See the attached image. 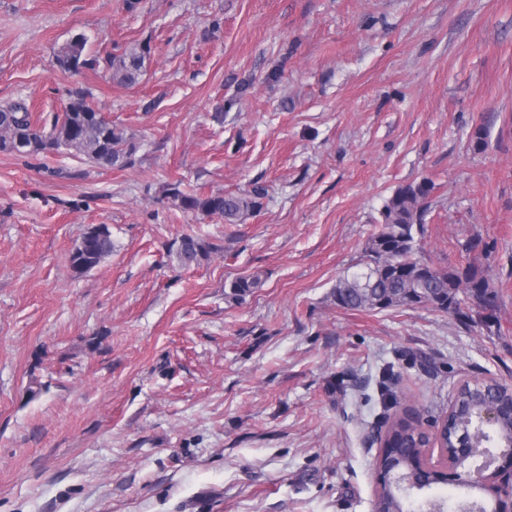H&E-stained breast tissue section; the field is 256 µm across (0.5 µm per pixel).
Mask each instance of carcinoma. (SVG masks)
<instances>
[{
  "instance_id": "carcinoma-1",
  "label": "carcinoma",
  "mask_w": 512,
  "mask_h": 512,
  "mask_svg": "<svg viewBox=\"0 0 512 512\" xmlns=\"http://www.w3.org/2000/svg\"><path fill=\"white\" fill-rule=\"evenodd\" d=\"M87 41H71L56 54L58 62L68 67L74 58L84 59L85 68L103 67L112 72V81L123 86L137 84L143 75L148 49H132L121 54L109 53L105 57L91 56L86 52ZM0 117L9 119L0 132V151H14L15 140L27 146L17 154L41 153L40 143L52 138L58 147L75 152L85 160L100 167H112L118 162L128 163L136 150L135 144L126 140L123 133L85 102L82 91L73 92V100L64 112V121L54 122L49 135H44L31 122L26 103L20 101L0 110ZM432 190L426 181L400 187L389 199L383 211L381 230L373 236L367 248L365 271L354 273L336 282L335 298L342 307L357 310H375L395 306H410L416 302L430 304L440 310L460 313L458 293L476 297L485 308L495 304L496 295L488 281L473 266L459 271L426 266L414 257L415 233L420 230L426 208V199ZM167 195L181 209L217 216L226 224H240L254 213L265 195V188L257 185L243 194L200 195L186 193L179 186L167 188ZM205 247L191 236L181 239L177 259L188 266L203 256ZM112 253V237L108 227L96 234L85 232L71 256L74 269L86 272L96 267ZM512 388L497 381L476 380L461 384L454 403L442 422V437L448 454H456L464 431V419L476 411L483 401L493 395L508 397ZM435 434H427L407 417H396L388 426L384 437L390 452L378 463L406 474L413 483L427 485L426 474L419 468L423 447L434 441ZM461 493L456 508L468 512L478 506L488 507L480 495L477 474L459 484ZM409 498L394 485L378 488L373 512H409Z\"/></svg>"
}]
</instances>
